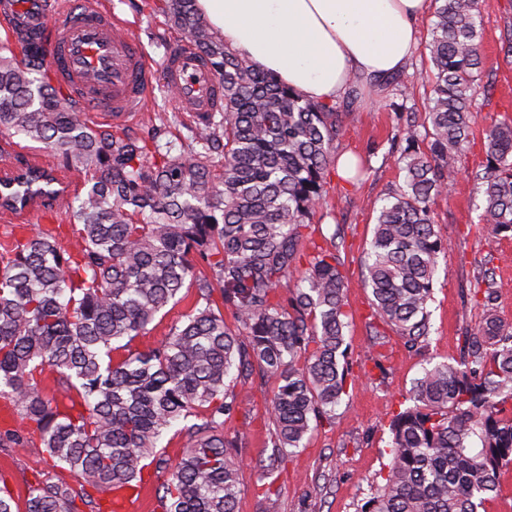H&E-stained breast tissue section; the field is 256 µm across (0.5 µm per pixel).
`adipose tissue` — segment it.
<instances>
[{
    "instance_id": "adipose-tissue-1",
    "label": "adipose tissue",
    "mask_w": 512,
    "mask_h": 512,
    "mask_svg": "<svg viewBox=\"0 0 512 512\" xmlns=\"http://www.w3.org/2000/svg\"><path fill=\"white\" fill-rule=\"evenodd\" d=\"M430 0H196L225 44L305 98L330 103L350 76L403 70Z\"/></svg>"
}]
</instances>
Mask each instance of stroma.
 <instances>
[{"mask_svg":"<svg viewBox=\"0 0 512 512\" xmlns=\"http://www.w3.org/2000/svg\"><path fill=\"white\" fill-rule=\"evenodd\" d=\"M109 3L131 28L151 65L160 66L167 43L179 32L164 17L158 0ZM431 21L427 15L419 23L422 46L400 74L403 92L388 88L372 92L354 105L345 121L337 151L361 157L366 173L353 186L331 178L326 198L312 218L313 225L324 234H331L337 227L345 232L342 271L348 282V308L353 313L347 331L353 386L336 409L335 424L315 432L305 447L294 450L284 469L269 477L263 467L276 453L266 414L271 386L261 375H254L252 389L238 396L240 413L253 419L237 450L241 461L238 512H267L271 506L276 512H357L370 484L385 470L388 425L399 410L408 407L414 379L429 360L450 361L458 357L462 332L482 321V311L469 307L466 295L485 266L494 268L500 285L496 315L504 327L512 329V237L494 236L481 223L483 187L472 178L473 172L486 164L482 149L486 123L512 119V65L503 61L505 50L512 43V0H481L478 22L483 35L484 66L475 82L478 117L473 138L461 158L462 175L452 192L438 197L432 206L437 228L443 238L451 240L452 248L439 260L430 304L429 343L419 354L408 355L395 334H388L381 346L370 345L366 335L371 294L361 284L362 260L388 193L403 183L401 146L392 142V129L423 120L428 105L432 64L424 44L430 39ZM393 102L399 104V111H390ZM147 112L165 118L158 132L161 147L176 150L194 137L192 119L177 110L173 95L165 86H156ZM34 160L53 170L59 180H66L68 171L60 167L57 156L41 144L19 136L7 140L0 170L14 171ZM16 224L59 228L57 241L61 248L72 247L70 225L60 224L58 218L36 203L15 214L0 215V252L11 244L12 227ZM196 300L192 293L181 302L168 305L145 333L132 341V349L154 347L172 325L184 321ZM40 452L35 438L24 445L0 448V477L17 503H24L29 485L53 474L49 468L41 473L34 469L33 461ZM269 487L277 492L271 503L265 498Z\"/></svg>","mask_w":512,"mask_h":512,"instance_id":"35a3bbf8","label":"stroma"}]
</instances>
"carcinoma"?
<instances>
[{"label": "carcinoma", "instance_id": "1", "mask_svg": "<svg viewBox=\"0 0 512 512\" xmlns=\"http://www.w3.org/2000/svg\"><path fill=\"white\" fill-rule=\"evenodd\" d=\"M163 2L168 22L224 87V110L199 123L175 154L90 127L42 72L37 47L22 63L0 38V135L40 143L87 174L84 193L71 201L41 167L25 174L34 193L0 198L14 210L35 193L52 197L75 234L74 255L45 229L22 232L0 253V399L20 421L0 430V447L34 431L42 448L36 467L83 480L78 489L63 477L29 486L25 512H104L85 486L111 496L132 490L150 464L169 474L158 495L163 512H236L238 437H226L224 425L239 417L237 390L253 385V368L274 385L270 472L333 424L351 387L345 233L337 227L328 246L318 245L311 216L325 200L344 119L372 87L355 75L342 99L306 100L231 51L195 0ZM430 13L431 96L421 123L397 129L403 185L380 209L363 261L371 344L384 338L377 318L409 354L429 341L439 258L450 246L432 204L450 192L470 144V91L482 64L480 0H431ZM483 148L480 220L506 236L512 120L491 122ZM497 288L484 269L468 293L483 323L461 336L458 359L416 379L412 405L389 423L386 473L359 512H487L496 498L498 474L512 466V330L493 317ZM192 289L198 300L182 324L155 347L129 349ZM47 370L67 402L44 394ZM199 415L202 423L187 424ZM175 427L191 442L172 466L157 448Z\"/></svg>", "mask_w": 512, "mask_h": 512}]
</instances>
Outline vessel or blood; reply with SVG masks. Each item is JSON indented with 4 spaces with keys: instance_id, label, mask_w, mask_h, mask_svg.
I'll return each mask as SVG.
<instances>
[{
    "instance_id": "b4317fda",
    "label": "vessel or blood",
    "mask_w": 512,
    "mask_h": 512,
    "mask_svg": "<svg viewBox=\"0 0 512 512\" xmlns=\"http://www.w3.org/2000/svg\"><path fill=\"white\" fill-rule=\"evenodd\" d=\"M9 12V38L33 34L70 96L109 113L114 126L147 108L158 79L175 91L178 110L193 120L222 109L224 87L189 39L172 40L160 67L152 68L105 0H81L79 12L62 11L51 26L44 0H11Z\"/></svg>"
}]
</instances>
